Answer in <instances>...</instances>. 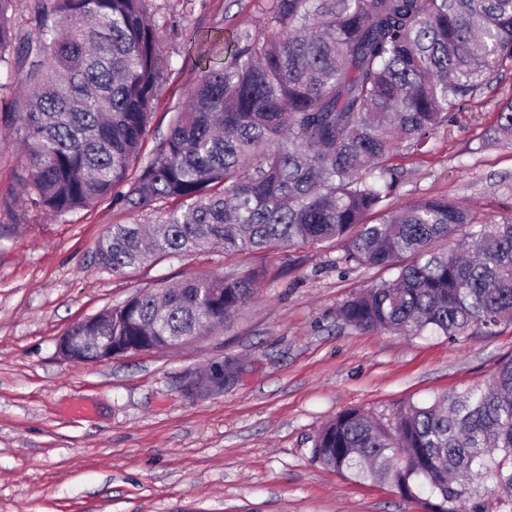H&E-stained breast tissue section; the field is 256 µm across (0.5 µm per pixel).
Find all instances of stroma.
Listing matches in <instances>:
<instances>
[{
	"label": "stroma",
	"mask_w": 512,
	"mask_h": 512,
	"mask_svg": "<svg viewBox=\"0 0 512 512\" xmlns=\"http://www.w3.org/2000/svg\"><path fill=\"white\" fill-rule=\"evenodd\" d=\"M169 61L145 149L166 132L230 38L267 34L270 0H154ZM512 68L482 87L433 135L426 152L402 147L390 163L399 209L432 196L477 217L512 213V145L489 133ZM25 156L0 121V512H429L390 486L314 463L311 439L337 414L387 419L483 381L512 354V327L496 335L407 336L362 331L337 309L382 278L340 274L342 245L256 254L209 249L123 275L95 259L115 224L142 216L104 200L51 216L22 198ZM262 272L255 300L224 331L177 349L71 362L59 337L133 294L190 274ZM237 356L255 368L234 387L186 390L190 376Z\"/></svg>",
	"instance_id": "35a3bbf8"
}]
</instances>
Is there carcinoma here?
<instances>
[{"label":"carcinoma","mask_w":512,"mask_h":512,"mask_svg":"<svg viewBox=\"0 0 512 512\" xmlns=\"http://www.w3.org/2000/svg\"><path fill=\"white\" fill-rule=\"evenodd\" d=\"M0 0V73L26 68L24 192L51 215L110 196L151 224H114L98 264L123 274L207 248L224 253L345 243L349 270L390 277L338 310L361 330L484 336L512 324V214L478 219L432 197L394 210L390 158L424 146L512 63V0H272L265 38L238 31L224 67L205 73L167 133L141 156L164 77V22L152 0H30L19 37ZM497 140L512 139V96ZM461 235L456 247L448 245ZM260 275L228 272L143 290L97 317L115 348H174L224 328ZM224 385L250 361L227 356ZM314 462L430 512H512V356L488 378L384 425L346 410L312 439Z\"/></svg>","instance_id":"cac0c4a2"}]
</instances>
